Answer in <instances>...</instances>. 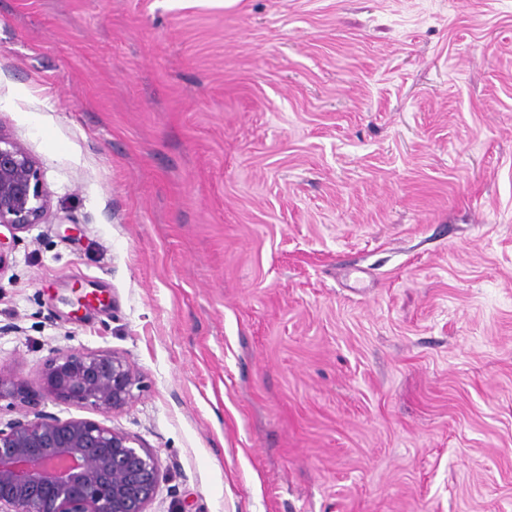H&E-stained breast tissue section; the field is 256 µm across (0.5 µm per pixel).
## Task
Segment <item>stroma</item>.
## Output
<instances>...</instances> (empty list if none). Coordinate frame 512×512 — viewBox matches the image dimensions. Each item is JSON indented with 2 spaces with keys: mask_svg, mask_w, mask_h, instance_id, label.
<instances>
[{
  "mask_svg": "<svg viewBox=\"0 0 512 512\" xmlns=\"http://www.w3.org/2000/svg\"><path fill=\"white\" fill-rule=\"evenodd\" d=\"M0 134L1 423L127 433L149 512H512V0H0ZM69 351L132 404L44 400ZM50 202L36 161L21 143L0 134V227L17 239L43 222ZM140 375L116 352H67L53 358L39 377L44 397L54 403L91 406L103 413L125 410L140 388ZM27 382L0 367V401L3 398H22L27 390Z\"/></svg>",
  "mask_w": 512,
  "mask_h": 512,
  "instance_id": "stroma-1",
  "label": "stroma"
}]
</instances>
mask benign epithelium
Returning <instances> with one entry per match:
<instances>
[{
	"mask_svg": "<svg viewBox=\"0 0 512 512\" xmlns=\"http://www.w3.org/2000/svg\"><path fill=\"white\" fill-rule=\"evenodd\" d=\"M49 208L40 167L0 134V227L16 239ZM39 388L54 403L114 414L134 401L140 375L116 352H67L46 365ZM26 390L25 380L0 368V400ZM160 476L154 451L96 421L36 411L0 427V512H148Z\"/></svg>",
	"mask_w": 512,
	"mask_h": 512,
	"instance_id": "obj_1",
	"label": "benign epithelium"
}]
</instances>
